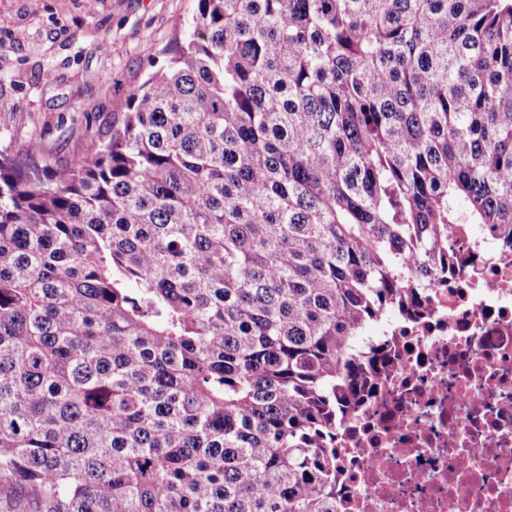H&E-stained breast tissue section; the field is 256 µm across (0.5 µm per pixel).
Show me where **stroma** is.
<instances>
[{"mask_svg":"<svg viewBox=\"0 0 512 512\" xmlns=\"http://www.w3.org/2000/svg\"><path fill=\"white\" fill-rule=\"evenodd\" d=\"M197 0H0V153L64 165L119 125Z\"/></svg>","mask_w":512,"mask_h":512,"instance_id":"stroma-1","label":"stroma"}]
</instances>
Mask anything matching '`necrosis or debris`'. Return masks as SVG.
I'll list each match as a JSON object with an SVG mask.
<instances>
[{
    "label": "necrosis or debris",
    "mask_w": 512,
    "mask_h": 512,
    "mask_svg": "<svg viewBox=\"0 0 512 512\" xmlns=\"http://www.w3.org/2000/svg\"><path fill=\"white\" fill-rule=\"evenodd\" d=\"M377 341L389 361L336 424L340 512H512V254L485 239Z\"/></svg>",
    "instance_id": "1"
}]
</instances>
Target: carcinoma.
<instances>
[{
	"label": "carcinoma",
	"mask_w": 512,
	"mask_h": 512,
	"mask_svg": "<svg viewBox=\"0 0 512 512\" xmlns=\"http://www.w3.org/2000/svg\"><path fill=\"white\" fill-rule=\"evenodd\" d=\"M168 55L0 154L6 512H337L359 336L512 249V0H198Z\"/></svg>",
	"instance_id": "obj_1"
}]
</instances>
